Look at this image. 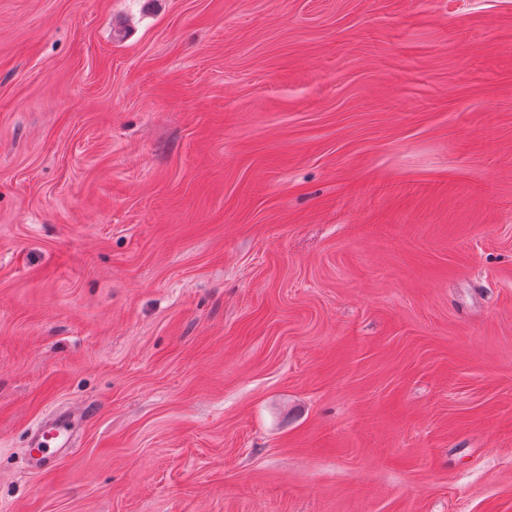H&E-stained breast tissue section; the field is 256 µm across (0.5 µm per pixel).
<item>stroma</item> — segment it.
<instances>
[{"label": "stroma", "mask_w": 512, "mask_h": 512, "mask_svg": "<svg viewBox=\"0 0 512 512\" xmlns=\"http://www.w3.org/2000/svg\"><path fill=\"white\" fill-rule=\"evenodd\" d=\"M0 512H512V0H0ZM71 420L66 414L54 418L52 425L37 430L35 445L31 448L33 459L37 463H44L56 455L62 454L72 447Z\"/></svg>", "instance_id": "obj_1"}]
</instances>
